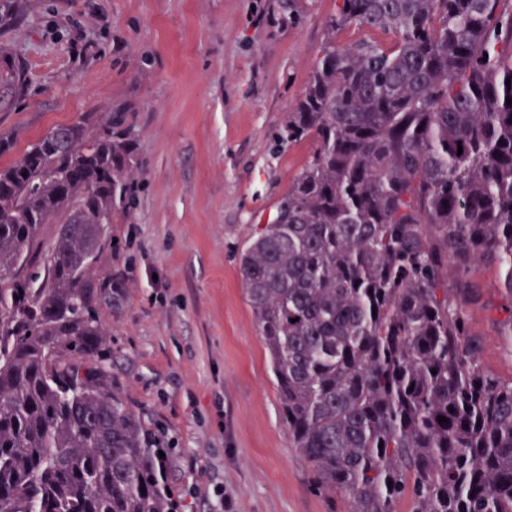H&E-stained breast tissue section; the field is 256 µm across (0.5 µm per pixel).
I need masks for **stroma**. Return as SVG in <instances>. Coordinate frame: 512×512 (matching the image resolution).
I'll return each mask as SVG.
<instances>
[{
    "label": "stroma",
    "mask_w": 512,
    "mask_h": 512,
    "mask_svg": "<svg viewBox=\"0 0 512 512\" xmlns=\"http://www.w3.org/2000/svg\"><path fill=\"white\" fill-rule=\"evenodd\" d=\"M26 0L0 35L24 89L0 109L9 165L59 124L123 112L136 134L133 205L95 268L122 277L104 306L112 379L168 448L179 512H347L313 490L293 448L238 256L316 143L278 144L328 39L336 0ZM465 308L482 360L512 377L495 268Z\"/></svg>",
    "instance_id": "1"
}]
</instances>
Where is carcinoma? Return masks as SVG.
Returning <instances> with one entry per match:
<instances>
[{
	"mask_svg": "<svg viewBox=\"0 0 512 512\" xmlns=\"http://www.w3.org/2000/svg\"><path fill=\"white\" fill-rule=\"evenodd\" d=\"M502 2L341 0L330 34L391 42L322 48L278 134L315 151L239 258L290 442L348 512H512V378L464 314L492 266L512 338ZM20 10L0 0V31ZM23 84L0 71V102ZM135 145L124 113L84 114L0 167V512H177L158 436L112 384L99 309L124 282L93 272Z\"/></svg>",
	"mask_w": 512,
	"mask_h": 512,
	"instance_id": "1",
	"label": "carcinoma"
}]
</instances>
